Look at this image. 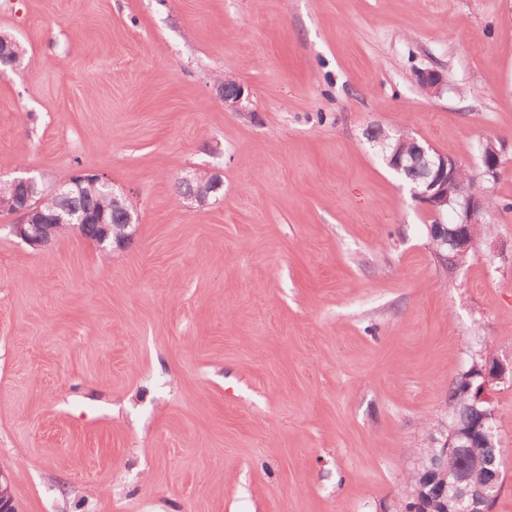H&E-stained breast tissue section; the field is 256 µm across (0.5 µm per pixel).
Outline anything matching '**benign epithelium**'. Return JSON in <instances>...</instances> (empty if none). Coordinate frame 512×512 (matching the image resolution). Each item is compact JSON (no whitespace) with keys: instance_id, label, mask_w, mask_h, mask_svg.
Returning <instances> with one entry per match:
<instances>
[{"instance_id":"7a95c632","label":"benign epithelium","mask_w":512,"mask_h":512,"mask_svg":"<svg viewBox=\"0 0 512 512\" xmlns=\"http://www.w3.org/2000/svg\"><path fill=\"white\" fill-rule=\"evenodd\" d=\"M417 81L422 88L434 94H439L444 85L442 73L434 68L423 69L417 73ZM221 96L224 107L240 112L246 110L250 102V93L246 92L243 84L236 80L220 82ZM382 152L388 153V164L397 172L404 167V161L419 162L427 170V180L421 185L410 187L413 197L422 201L428 208L439 214L451 210L456 215V227L450 228L444 224L429 225V234L442 245L451 246V250H464L468 244L462 237L463 229L468 224H478L485 217L484 195L476 186H467L458 179L461 169L460 162L452 155L442 153L431 145L413 142V150L406 153L400 146H392L389 137L382 136L375 140ZM479 156L483 173L488 180H494L502 167V152L494 140L488 138L479 142ZM188 180L198 183L194 194L186 199L203 204L211 197H217L222 188L220 176L211 173L194 172L186 176ZM14 189L24 191L20 202H10L7 210L18 217L12 229L16 237L32 248H41L48 244L52 237L62 229L90 240L100 250L107 252L125 246L132 236V228L138 223V214L127 198L117 194L109 180L102 174L87 173L83 170L73 175L67 185L77 188L100 187L101 194L112 199V208L124 213L125 223L95 225L79 217L75 222H64L58 217L54 223H46L43 206L48 199H58L65 195V186L59 185L47 193L38 189L34 178H14L10 181ZM96 228L90 232V228ZM512 374V360L509 362L495 357L487 359V364L481 370L482 382L473 393V405L477 406L490 400L495 386L508 381ZM442 440L438 451L434 452L429 464L416 468L417 488L414 500L402 508V512H491L497 489L498 475L482 485H474L469 478L458 473L453 475L444 468L448 455L466 447L472 439L459 433L447 434L440 431Z\"/></svg>"}]
</instances>
